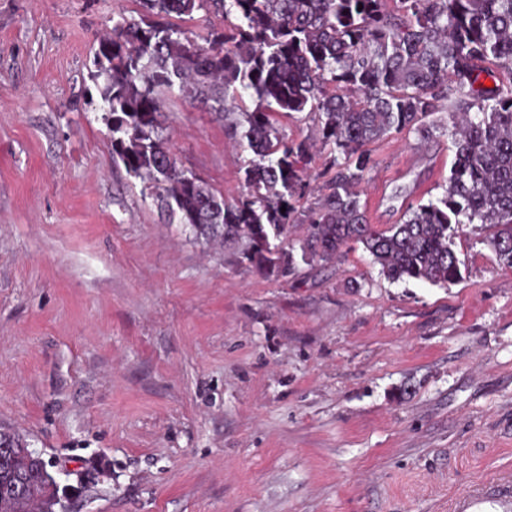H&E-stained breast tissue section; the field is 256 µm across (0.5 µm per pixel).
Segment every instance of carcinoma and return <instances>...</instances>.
<instances>
[{"label":"carcinoma","instance_id":"carcinoma-1","mask_svg":"<svg viewBox=\"0 0 512 512\" xmlns=\"http://www.w3.org/2000/svg\"><path fill=\"white\" fill-rule=\"evenodd\" d=\"M98 41L93 74L111 125L112 155L148 181L171 217L205 243L244 242L254 271L286 274L293 248L275 250L290 224L306 225L303 260L329 262L360 243L387 279L445 285L462 278L454 236L462 224L512 268V0H139ZM203 11L204 44L169 18ZM235 21H230V18ZM492 85H485V80ZM188 94L222 117L227 97L255 158L233 202L178 166L160 133L164 95ZM277 112L318 115L336 169L318 206L299 211L311 144L274 124ZM448 113L455 161L442 197L406 219L368 223L358 186L372 169L366 146L393 133L433 137L428 118ZM286 211H281V208ZM52 464L20 435L0 431V512H58Z\"/></svg>","mask_w":512,"mask_h":512}]
</instances>
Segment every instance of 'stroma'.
Segmentation results:
<instances>
[{
  "mask_svg": "<svg viewBox=\"0 0 512 512\" xmlns=\"http://www.w3.org/2000/svg\"><path fill=\"white\" fill-rule=\"evenodd\" d=\"M136 0H0V428L81 486L66 512H448L512 474V268L467 224L462 278L393 282L362 246L288 277L198 243L112 159L90 78ZM179 164L243 190L253 153L183 96ZM369 223L441 196L444 130L369 146Z\"/></svg>",
  "mask_w": 512,
  "mask_h": 512,
  "instance_id": "1",
  "label": "stroma"
}]
</instances>
